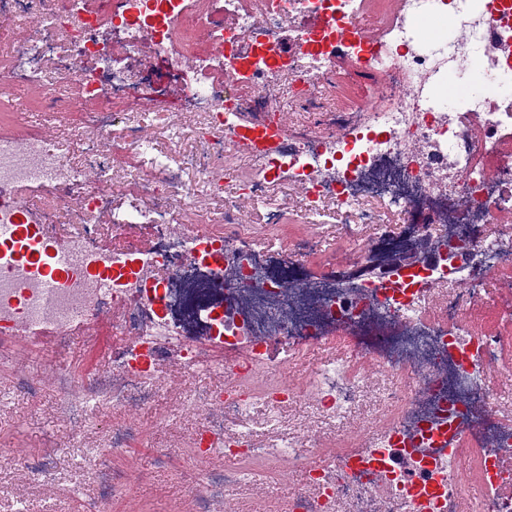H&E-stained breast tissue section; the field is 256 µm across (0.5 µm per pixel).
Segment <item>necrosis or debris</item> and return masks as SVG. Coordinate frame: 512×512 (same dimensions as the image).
<instances>
[{
    "instance_id": "necrosis-or-debris-1",
    "label": "necrosis or debris",
    "mask_w": 512,
    "mask_h": 512,
    "mask_svg": "<svg viewBox=\"0 0 512 512\" xmlns=\"http://www.w3.org/2000/svg\"><path fill=\"white\" fill-rule=\"evenodd\" d=\"M382 39L365 37L345 53L382 81L364 122L344 140L309 134L271 155H257L260 177L244 199H266L264 173L283 174L306 200L307 213L334 207L354 225L376 218L382 200L407 214L403 233L380 231L362 240L354 270L315 272L306 260L265 254L250 225H190L198 190L223 202L231 169L219 160L241 151L239 113L252 99L229 103L230 71L258 93L270 89L317 101L320 79L334 62L336 36L324 32L303 66L273 69L268 57L279 33L328 15L359 21L362 0H0V124L11 125L14 86L35 84L42 124L24 135L0 134V222L17 219L18 193L47 188L42 224L74 210L77 222L60 242L70 257L67 278L47 293L42 271L20 262L41 243L37 229L19 247L0 250V342L20 327L46 325L62 348L90 313L108 317L115 342L106 377L85 381L87 395L126 411L150 406L168 388L155 376L160 360L182 369L223 349L224 388L185 399L201 421L200 437L221 436L229 459L259 461L274 474L279 460L303 475L288 512H455L458 469L484 450L486 485L472 512H512V306L488 280L512 270V0H396ZM120 25L112 43L101 29ZM255 48L244 67L232 52ZM167 64L194 101L199 137L221 132L212 157L198 165L199 185L133 125L115 128L112 104L147 101L125 82L141 54ZM197 69L187 70L184 57ZM463 96L447 94L449 79ZM69 88L60 97L61 88ZM67 112L88 131L75 161L45 126ZM137 177L124 211L114 208L115 175L123 154ZM111 217L115 238L146 227L154 242L113 250L120 261L111 284L90 274L98 254L89 237ZM318 347L309 369L321 411L343 419L385 403L386 425L372 426L361 459L345 449L318 453L312 439L256 447L237 418L256 406L279 411L307 398L280 392L289 365ZM241 480L232 468L188 483L195 512H220Z\"/></svg>"
}]
</instances>
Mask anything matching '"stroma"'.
<instances>
[{
	"label": "stroma",
	"mask_w": 512,
	"mask_h": 512,
	"mask_svg": "<svg viewBox=\"0 0 512 512\" xmlns=\"http://www.w3.org/2000/svg\"><path fill=\"white\" fill-rule=\"evenodd\" d=\"M130 77L135 82L151 80L161 103L137 114L114 105L117 123L134 121L161 149L175 151L185 180L197 182L195 161L209 154L208 144L197 138L194 121L176 131L167 127L165 106L180 101L181 84L149 56L142 57ZM377 81V74L362 65L336 60L321 84L326 108L334 111L336 119H353L354 107L373 92ZM267 196L279 207L282 249L310 240L318 245L310 258L314 267L331 263L342 268L353 263L356 244L345 215L329 211L312 224L296 190L272 184ZM95 330V336L89 337L83 329H75L68 343L52 352L44 346L49 336L46 329H28L12 341V360L0 363V512H98L101 499L108 496L113 499L112 512H186L181 487L190 478H205V471H192L185 465L199 420L183 409L181 396L200 397L220 384L223 350L212 352L211 366L191 369L183 378L171 366L159 364L160 372L175 379L172 391L148 408L126 413L78 394L88 377L107 373L112 359L109 322H99ZM56 373L70 379L71 397H63L52 379ZM118 424L151 435V446L113 449L112 429ZM318 424L311 409L277 414L259 426L260 443L278 445ZM41 456L54 463L53 484L48 489L26 468ZM102 466L125 473L120 495H113L111 485L94 479V470Z\"/></svg>",
	"instance_id": "35a3bbf8"
}]
</instances>
